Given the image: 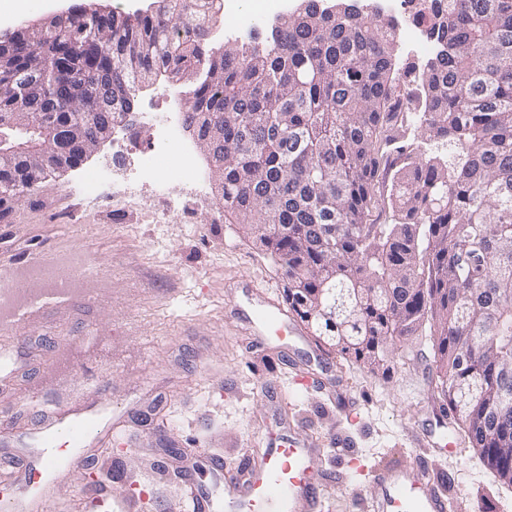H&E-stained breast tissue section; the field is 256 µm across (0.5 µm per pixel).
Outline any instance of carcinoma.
Masks as SVG:
<instances>
[{"label": "carcinoma", "mask_w": 512, "mask_h": 512, "mask_svg": "<svg viewBox=\"0 0 512 512\" xmlns=\"http://www.w3.org/2000/svg\"><path fill=\"white\" fill-rule=\"evenodd\" d=\"M405 2L436 45L412 89L398 21L344 0L222 53L202 0H77L1 34L0 132L26 150L0 159V216L126 122L142 83L187 79L184 124L224 139V218L279 262L288 313L371 374L430 337L456 432L512 485V0ZM380 201L396 222L367 223Z\"/></svg>", "instance_id": "obj_1"}]
</instances>
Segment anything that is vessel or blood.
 <instances>
[{
    "instance_id": "vessel-or-blood-1",
    "label": "vessel or blood",
    "mask_w": 512,
    "mask_h": 512,
    "mask_svg": "<svg viewBox=\"0 0 512 512\" xmlns=\"http://www.w3.org/2000/svg\"><path fill=\"white\" fill-rule=\"evenodd\" d=\"M264 309L256 313L264 333L278 336L297 335L289 323L283 304L269 290H262ZM98 435L111 441V428L103 427L95 413H85L59 421L47 435L48 466L69 472L83 470L81 454L88 436ZM211 469L224 481V498L246 512H327L323 486L326 477L316 463L310 441L295 428L286 426L269 442L258 462L227 467L214 459ZM371 481L375 495L368 501L367 512H448V498L427 475L424 463L414 462L374 470ZM181 500L186 512H218L219 506L209 491L195 481L182 483ZM115 503L118 512H137L135 498L113 500L106 485L88 488L82 503L84 512H100L107 503Z\"/></svg>"
}]
</instances>
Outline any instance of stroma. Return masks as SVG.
Here are the masks:
<instances>
[{
	"label": "stroma",
	"mask_w": 512,
	"mask_h": 512,
	"mask_svg": "<svg viewBox=\"0 0 512 512\" xmlns=\"http://www.w3.org/2000/svg\"><path fill=\"white\" fill-rule=\"evenodd\" d=\"M187 81L160 80L136 95L129 120L75 168L50 178L0 222V256L18 264L85 226L84 246L104 268L91 298L34 311L18 332H0V497L27 508L28 468L43 464L46 434L57 417L97 406L122 449L84 448L139 483L140 512H182L180 480L224 493L208 466L216 452L237 465L265 449L280 419L306 430L328 479L332 512H365L375 494L369 470L423 459L447 494L451 512H512L503 484L476 448L461 452L429 375L432 342H398L378 374L318 346L313 336H255L248 278L283 293L282 269L220 219L222 206L205 157L190 133L191 190L141 182L117 202L116 180L135 177L152 145L155 121L182 114ZM124 157L113 164L116 145ZM85 484L45 476L44 512H71Z\"/></svg>",
	"instance_id": "obj_1"
}]
</instances>
